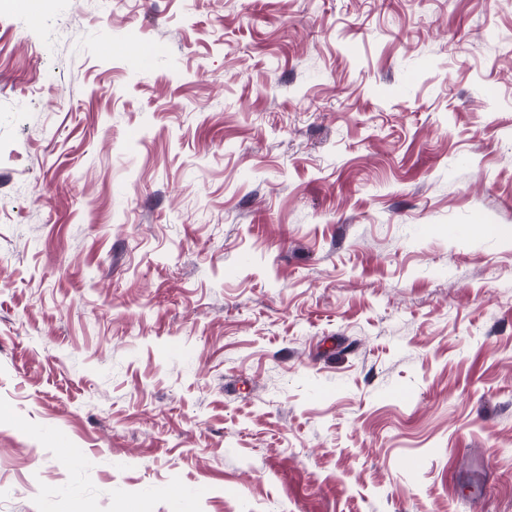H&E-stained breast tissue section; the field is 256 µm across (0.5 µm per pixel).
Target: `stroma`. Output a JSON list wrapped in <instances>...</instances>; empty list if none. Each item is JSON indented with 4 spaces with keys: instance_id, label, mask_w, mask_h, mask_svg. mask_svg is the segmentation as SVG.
Segmentation results:
<instances>
[{
    "instance_id": "stroma-1",
    "label": "stroma",
    "mask_w": 512,
    "mask_h": 512,
    "mask_svg": "<svg viewBox=\"0 0 512 512\" xmlns=\"http://www.w3.org/2000/svg\"><path fill=\"white\" fill-rule=\"evenodd\" d=\"M128 501L512 512V0H0V512Z\"/></svg>"
}]
</instances>
